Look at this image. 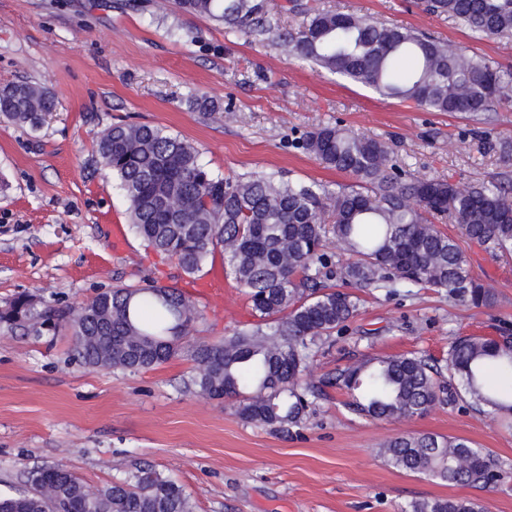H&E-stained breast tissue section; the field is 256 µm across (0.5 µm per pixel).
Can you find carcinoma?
Wrapping results in <instances>:
<instances>
[{
    "mask_svg": "<svg viewBox=\"0 0 512 512\" xmlns=\"http://www.w3.org/2000/svg\"><path fill=\"white\" fill-rule=\"evenodd\" d=\"M281 23L270 0H174L257 42L271 40L290 55L428 112L477 114L512 100V71L430 34L368 16L312 9L289 0ZM433 15L452 18L479 37H512V0H422ZM55 92L16 82L0 87V119L39 127L55 110ZM302 147L319 163L351 175L355 184L322 185L270 177L215 176L187 140L150 124L113 125L98 137L97 162L120 180L135 232L186 275L221 252L224 267L265 323L192 350L195 393L233 401L243 421L286 430L301 422L326 387L352 392L349 408L378 420L422 416L443 400V371L457 380L480 413L512 418V340L464 336L446 368L410 354L354 363L315 383L308 378L311 345L353 317L352 293L321 282L327 236L347 256L339 278L354 288L388 279L446 288L475 307L495 294L473 278L456 239L435 220L451 215L462 237L488 250L512 248V185H467L405 177L378 139L326 125ZM195 303L180 289L152 283L116 286L69 309L36 310L15 299L0 320L71 331L83 363L97 370L148 371L179 356ZM380 454L396 469L443 482L487 486L494 462L462 438L402 435ZM0 512H194L173 479L144 467L128 479L94 486L62 464L28 471L25 490L0 495ZM409 512H485L476 499L431 497Z\"/></svg>",
    "mask_w": 512,
    "mask_h": 512,
    "instance_id": "1",
    "label": "carcinoma"
}]
</instances>
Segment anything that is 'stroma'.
I'll use <instances>...</instances> for the list:
<instances>
[{
    "label": "stroma",
    "instance_id": "1",
    "mask_svg": "<svg viewBox=\"0 0 512 512\" xmlns=\"http://www.w3.org/2000/svg\"><path fill=\"white\" fill-rule=\"evenodd\" d=\"M307 2L421 30L512 69L511 38L474 37L415 0ZM124 3L0 0V86L45 85L58 99L39 130L0 122V309L22 293L66 307L155 281L196 303L190 343L257 324L222 255L186 276L128 229L119 180L93 162L100 132L118 123L165 128L224 177L351 186L300 146L308 132L332 125L385 142L395 166L418 177L512 180V156L498 148L512 141V103L478 115L425 112L208 17ZM198 95L216 114L190 108ZM116 224L127 227L118 253ZM463 248L473 276L493 288L492 306L445 289H357L355 315L314 345L310 378L409 352L442 362L462 336L512 337V252ZM192 367L185 353L147 372L95 370L77 358L70 331L0 322V491L21 489L24 473L45 463L96 486L149 466L185 488L194 512H406L427 497L512 512V428L466 397L452 393L425 415L387 421L351 413L348 394L329 388L281 432L242 421L229 401L195 397ZM401 433L470 441L491 455L495 482L453 485L393 468L379 448Z\"/></svg>",
    "mask_w": 512,
    "mask_h": 512
}]
</instances>
